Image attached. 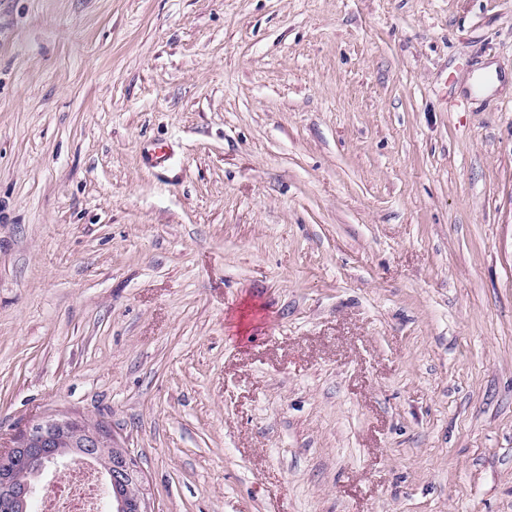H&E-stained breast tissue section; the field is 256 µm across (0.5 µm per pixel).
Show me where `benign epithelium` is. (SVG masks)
I'll use <instances>...</instances> for the list:
<instances>
[{
	"mask_svg": "<svg viewBox=\"0 0 512 512\" xmlns=\"http://www.w3.org/2000/svg\"><path fill=\"white\" fill-rule=\"evenodd\" d=\"M75 419L51 415L30 424L14 441L0 451V507L7 512H28L29 488H17L11 481V464L19 459L28 461L40 477L59 480L68 469L69 458H95V448L105 432L103 426L86 427L75 433L74 450L57 449L59 431L68 429ZM105 479L112 491L111 512H152L144 493L131 494L132 487L142 488L144 478L133 464L129 449H122V460L106 472Z\"/></svg>",
	"mask_w": 512,
	"mask_h": 512,
	"instance_id": "1",
	"label": "benign epithelium"
}]
</instances>
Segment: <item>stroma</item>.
<instances>
[{
	"instance_id": "stroma-1",
	"label": "stroma",
	"mask_w": 512,
	"mask_h": 512,
	"mask_svg": "<svg viewBox=\"0 0 512 512\" xmlns=\"http://www.w3.org/2000/svg\"><path fill=\"white\" fill-rule=\"evenodd\" d=\"M512 0H0V448L103 421L152 512H512Z\"/></svg>"
}]
</instances>
